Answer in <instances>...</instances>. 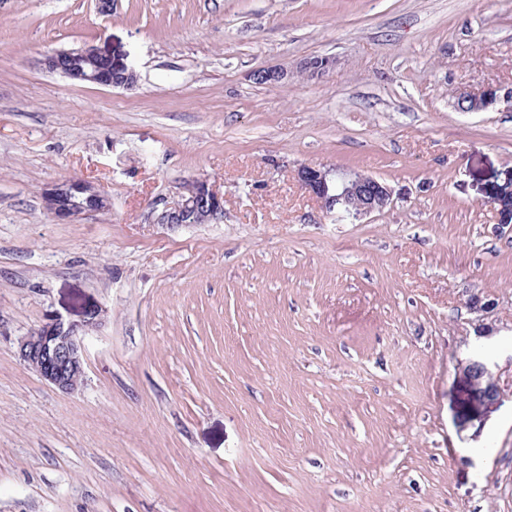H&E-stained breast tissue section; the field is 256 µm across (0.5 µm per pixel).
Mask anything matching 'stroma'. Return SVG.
Here are the masks:
<instances>
[{
	"mask_svg": "<svg viewBox=\"0 0 512 512\" xmlns=\"http://www.w3.org/2000/svg\"><path fill=\"white\" fill-rule=\"evenodd\" d=\"M87 46L136 85L41 65ZM312 56L328 75L252 78ZM487 86L512 89V0H0V512H512V229L484 200L512 106H455ZM307 164L395 204L337 219ZM66 177L111 210L55 223ZM196 178L223 222L156 223ZM93 305L66 396L18 343ZM480 352L493 403L459 370ZM86 48L61 50L49 54L44 59V66L52 71L59 72L69 78L83 82L113 88H132L137 83V74L130 68L122 58L115 57L112 53L98 50L95 48L94 55H98V62L92 64L91 70H86L89 64H81L82 59L88 57ZM68 58L71 60L69 69L61 67V60ZM112 72H123L122 80H114Z\"/></svg>",
	"mask_w": 512,
	"mask_h": 512,
	"instance_id": "stroma-1",
	"label": "stroma"
}]
</instances>
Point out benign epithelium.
<instances>
[{"label": "benign epithelium", "mask_w": 512, "mask_h": 512, "mask_svg": "<svg viewBox=\"0 0 512 512\" xmlns=\"http://www.w3.org/2000/svg\"><path fill=\"white\" fill-rule=\"evenodd\" d=\"M98 62L87 70L82 59L88 56L84 48L61 50L49 54L44 66L69 78L113 88H131L137 83V74L123 59L101 50H94ZM332 67L327 56L306 58L297 64L307 76L322 77ZM254 80L269 84L288 78V71L263 69L252 74ZM460 101L473 103L472 111L481 112L499 100L498 89L486 88L477 93H461ZM301 185L315 197L327 213L339 218H360L381 212L393 203L392 189L368 175L340 169H325L317 165H304L297 171ZM512 187L505 182L491 184L485 190L486 203L495 215L496 224L508 219L506 213ZM46 211L58 224H75L91 212H103L111 207L109 194L81 178H67L47 186L42 192ZM156 222L170 228L195 224L201 219L219 221L224 218V196L206 180H193L177 200L160 199L155 202ZM105 310L88 309L83 319L65 321L50 315L36 329L22 337L18 343L19 356L41 379L63 395L80 390L85 379L83 339L98 328ZM464 376L484 399L496 401L503 394L497 378L485 359L478 356L461 366Z\"/></svg>", "instance_id": "obj_1"}]
</instances>
